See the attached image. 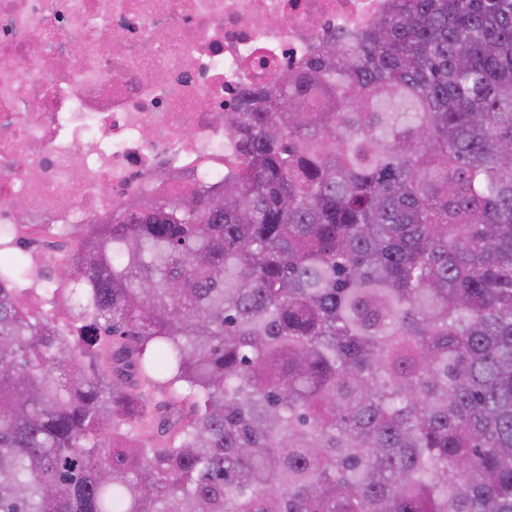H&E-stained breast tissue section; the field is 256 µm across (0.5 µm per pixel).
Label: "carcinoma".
I'll return each mask as SVG.
<instances>
[{
    "instance_id": "1",
    "label": "carcinoma",
    "mask_w": 512,
    "mask_h": 512,
    "mask_svg": "<svg viewBox=\"0 0 512 512\" xmlns=\"http://www.w3.org/2000/svg\"><path fill=\"white\" fill-rule=\"evenodd\" d=\"M224 127L71 287L0 265V512H512V0H394Z\"/></svg>"
}]
</instances>
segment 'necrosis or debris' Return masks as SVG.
Returning a JSON list of instances; mask_svg holds the SVG:
<instances>
[{"mask_svg": "<svg viewBox=\"0 0 512 512\" xmlns=\"http://www.w3.org/2000/svg\"><path fill=\"white\" fill-rule=\"evenodd\" d=\"M393 0H0V259L148 195L218 186L226 112Z\"/></svg>", "mask_w": 512, "mask_h": 512, "instance_id": "obj_1", "label": "necrosis or debris"}]
</instances>
